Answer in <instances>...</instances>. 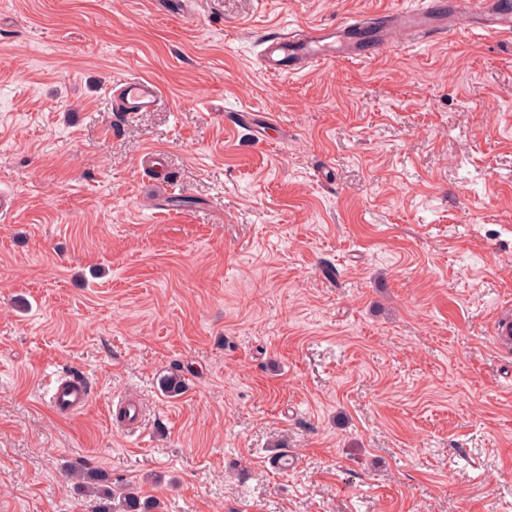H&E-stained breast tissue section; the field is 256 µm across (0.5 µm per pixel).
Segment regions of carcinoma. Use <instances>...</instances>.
<instances>
[{"instance_id": "1", "label": "carcinoma", "mask_w": 512, "mask_h": 512, "mask_svg": "<svg viewBox=\"0 0 512 512\" xmlns=\"http://www.w3.org/2000/svg\"><path fill=\"white\" fill-rule=\"evenodd\" d=\"M70 472L96 498L99 512H160L161 503L152 496L141 495L127 485L114 486L108 474L82 462L73 463Z\"/></svg>"}]
</instances>
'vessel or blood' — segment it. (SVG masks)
<instances>
[{"label": "vessel or blood", "mask_w": 512, "mask_h": 512, "mask_svg": "<svg viewBox=\"0 0 512 512\" xmlns=\"http://www.w3.org/2000/svg\"><path fill=\"white\" fill-rule=\"evenodd\" d=\"M481 30L495 35H512V9L505 0H422L414 9L387 12L371 19L352 18L329 27L309 26L300 38L288 35L267 41L262 69L274 75L295 74L337 60L363 62L370 58L359 32H377V47H384L390 31H401L416 40H431L449 29ZM163 96L158 83L149 77L127 78L112 87V108L117 112H145L157 107ZM90 399L89 386L80 379L58 378L51 404L58 412H75Z\"/></svg>", "instance_id": "vessel-or-blood-1"}]
</instances>
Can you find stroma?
I'll return each instance as SVG.
<instances>
[{"label":"stroma","mask_w":512,"mask_h":512,"mask_svg":"<svg viewBox=\"0 0 512 512\" xmlns=\"http://www.w3.org/2000/svg\"><path fill=\"white\" fill-rule=\"evenodd\" d=\"M417 2L0 0V512H96L80 458L164 512H512V38L259 64ZM162 99L160 86L150 77L126 78L112 86L113 112H145ZM89 399L90 388L83 380L60 377L56 380L51 404L57 412H75L84 408Z\"/></svg>","instance_id":"1"}]
</instances>
